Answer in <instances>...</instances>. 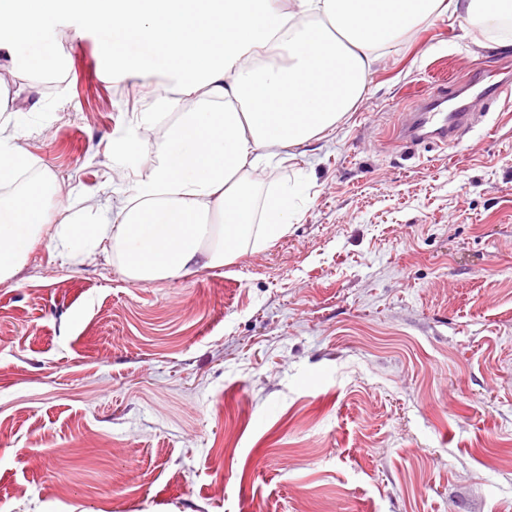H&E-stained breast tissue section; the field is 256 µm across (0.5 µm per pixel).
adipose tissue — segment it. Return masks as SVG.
<instances>
[{"mask_svg":"<svg viewBox=\"0 0 512 512\" xmlns=\"http://www.w3.org/2000/svg\"><path fill=\"white\" fill-rule=\"evenodd\" d=\"M482 0H0V59L52 74V33L76 14L100 34L102 68L140 79L154 109L115 139L111 205L84 196L60 215L62 187L32 164L20 118L25 84L0 81V282L46 226L63 258L112 255L142 282L220 267L287 234L307 177L260 194L272 163L333 133L362 99L386 47L420 22L475 19ZM172 112L160 138L162 111ZM147 173L125 193L130 157Z\"/></svg>","mask_w":512,"mask_h":512,"instance_id":"ef3b65f1","label":"adipose tissue"}]
</instances>
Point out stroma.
Here are the masks:
<instances>
[{"mask_svg": "<svg viewBox=\"0 0 512 512\" xmlns=\"http://www.w3.org/2000/svg\"><path fill=\"white\" fill-rule=\"evenodd\" d=\"M56 36L27 148L108 199L154 96L78 16ZM503 38L453 16L397 39L336 131L266 169L312 188L262 251L140 282L45 228L0 283V512H512V102L453 147H405L392 111L445 58L512 70Z\"/></svg>", "mask_w": 512, "mask_h": 512, "instance_id": "obj_1", "label": "stroma"}]
</instances>
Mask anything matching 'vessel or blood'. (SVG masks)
Returning <instances> with one entry per match:
<instances>
[{"instance_id":"b4317fda","label":"vessel or blood","mask_w":512,"mask_h":512,"mask_svg":"<svg viewBox=\"0 0 512 512\" xmlns=\"http://www.w3.org/2000/svg\"><path fill=\"white\" fill-rule=\"evenodd\" d=\"M446 99L444 89L436 87L423 94L413 110H400L396 126L398 136L415 145L433 142L446 146L454 143L461 132L476 125L478 117L466 104L444 111Z\"/></svg>"}]
</instances>
